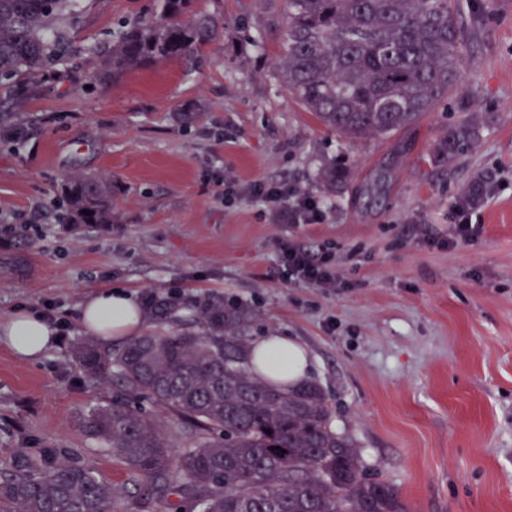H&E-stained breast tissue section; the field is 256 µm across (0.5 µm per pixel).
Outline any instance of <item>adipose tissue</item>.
Returning a JSON list of instances; mask_svg holds the SVG:
<instances>
[{
  "label": "adipose tissue",
  "mask_w": 512,
  "mask_h": 512,
  "mask_svg": "<svg viewBox=\"0 0 512 512\" xmlns=\"http://www.w3.org/2000/svg\"><path fill=\"white\" fill-rule=\"evenodd\" d=\"M77 319L81 328L96 336L103 345L128 340L138 335L147 316L138 297L123 290L96 291L83 297ZM54 330L43 317L29 311H18L0 320V341L21 360L42 357L53 342ZM282 354L287 365L265 378L277 386L303 383L310 375V356L306 346L289 336L271 335L254 341L251 355Z\"/></svg>",
  "instance_id": "1"
}]
</instances>
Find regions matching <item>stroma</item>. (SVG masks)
Returning <instances> with one entry per match:
<instances>
[{
  "label": "stroma",
  "instance_id": "obj_1",
  "mask_svg": "<svg viewBox=\"0 0 512 512\" xmlns=\"http://www.w3.org/2000/svg\"><path fill=\"white\" fill-rule=\"evenodd\" d=\"M224 27L202 62L168 61L94 85L107 49L151 0H81L57 25L70 60L7 96L27 138L0 142V316L48 314L58 338L39 361L0 343V474L57 449L144 503L123 460L84 434L85 409L116 386L89 383L73 356L80 298L119 287L144 296L217 292L257 310L252 338L292 336L329 397L331 426L395 488L409 512H512V0H458L459 89L412 128L357 140L321 125L278 77L286 0H196ZM203 118L179 124L180 105ZM483 120L480 140L445 164L449 126ZM351 169L329 196L324 162ZM389 177L377 200L358 185ZM112 177L114 223H66L57 205L76 173ZM263 181L316 199L318 224H279L250 193ZM234 186L232 205L224 189ZM469 204L480 233H455ZM329 251L336 285L282 281L279 247Z\"/></svg>",
  "mask_w": 512,
  "mask_h": 512
}]
</instances>
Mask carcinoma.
<instances>
[{"label": "carcinoma", "mask_w": 512, "mask_h": 512, "mask_svg": "<svg viewBox=\"0 0 512 512\" xmlns=\"http://www.w3.org/2000/svg\"><path fill=\"white\" fill-rule=\"evenodd\" d=\"M73 2L0 0V83L59 64L66 46L51 30ZM153 2V16L128 24L100 55V84L163 61L201 58L219 37V17L196 12L195 0ZM283 41L281 81L346 138L407 129L458 87L456 0H288ZM201 117L194 105L176 113L186 126ZM480 133L476 120L448 127L437 157L456 156ZM349 177L347 165L332 161L318 186L333 195ZM385 180L376 174L363 193L378 197ZM61 200L72 224L112 225L109 176H72ZM146 310L160 327L189 310L193 325L136 336L117 349L85 339L74 350L88 379H115L120 397L149 399L183 427L184 444L174 452L140 408L115 401L85 410V432L144 479L142 495L189 498L199 512H408L353 442L331 428L320 385L280 389L251 369L252 308L172 289L149 293ZM117 500L111 483L59 452L24 459L0 477V512H117Z\"/></svg>", "instance_id": "obj_1"}]
</instances>
